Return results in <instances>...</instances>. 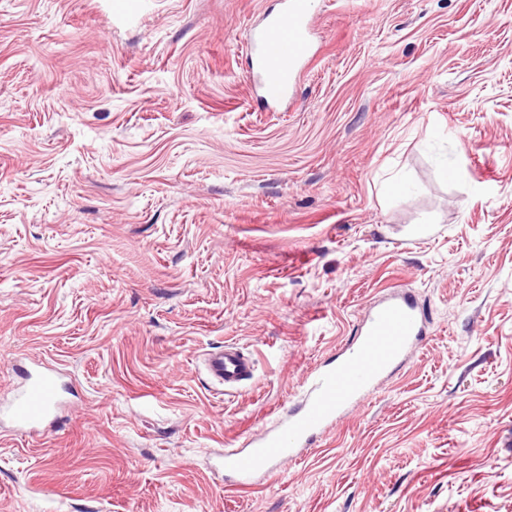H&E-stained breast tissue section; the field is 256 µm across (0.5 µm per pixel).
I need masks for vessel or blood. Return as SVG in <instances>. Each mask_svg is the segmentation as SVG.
I'll use <instances>...</instances> for the list:
<instances>
[{"label":"vessel or blood","instance_id":"1","mask_svg":"<svg viewBox=\"0 0 512 512\" xmlns=\"http://www.w3.org/2000/svg\"><path fill=\"white\" fill-rule=\"evenodd\" d=\"M313 22V0H283L277 14L266 15L250 29L246 42L254 59L250 75L259 79L268 101L288 99L310 51ZM429 334L428 317L409 291L396 289L372 300L357 336L332 362L308 377L299 407L243 447L225 452V474L234 485L248 486L259 474L298 459L319 432L372 398ZM205 365L228 391L238 390L255 369L253 359L231 344L209 353ZM59 406L54 370L34 369L26 371L7 412L18 430L31 431L48 422Z\"/></svg>","mask_w":512,"mask_h":512}]
</instances>
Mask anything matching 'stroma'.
Masks as SVG:
<instances>
[{
  "label": "stroma",
  "instance_id": "35a3bbf8",
  "mask_svg": "<svg viewBox=\"0 0 512 512\" xmlns=\"http://www.w3.org/2000/svg\"><path fill=\"white\" fill-rule=\"evenodd\" d=\"M277 2L0 0V401L34 362L63 388L0 428V512H512V0H313L270 107L243 46ZM393 288L421 351L226 485ZM216 349L205 359L208 372L219 384L224 385L225 392L238 390L253 376V359L233 344Z\"/></svg>",
  "mask_w": 512,
  "mask_h": 512
}]
</instances>
